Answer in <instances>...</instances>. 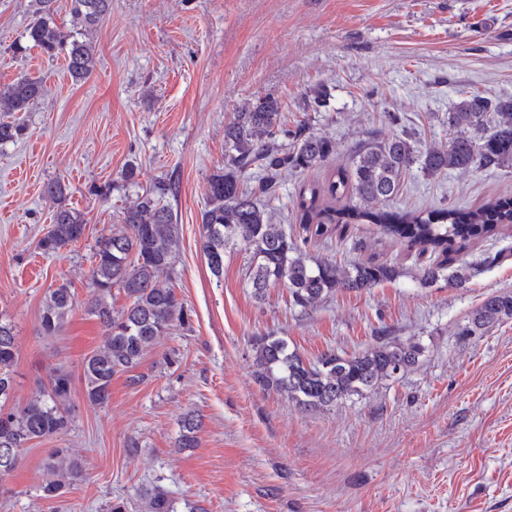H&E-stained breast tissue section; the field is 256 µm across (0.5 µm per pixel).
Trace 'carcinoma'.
I'll return each instance as SVG.
<instances>
[{
	"mask_svg": "<svg viewBox=\"0 0 512 512\" xmlns=\"http://www.w3.org/2000/svg\"><path fill=\"white\" fill-rule=\"evenodd\" d=\"M33 19L27 36L33 46L53 56L65 52L67 70L75 82H85L96 65L94 46L87 39L110 10L111 0H71L79 25L78 39L54 20L56 0H33ZM38 78L23 76L0 90V112H27L44 96ZM328 92L319 86L304 98L299 111L321 107ZM288 106L268 94L238 113L224 130V166L209 176L206 204L200 212L201 249L211 273L221 278L224 252L239 246L249 255L247 281L255 298L262 299L278 285L288 288L291 305L313 308L339 291L373 288L396 278V269L375 259L340 266L329 259H313L298 245L276 213L260 204L261 196L275 195L282 171L304 173L324 166L336 153L328 135L310 131L307 121L288 128ZM448 147L424 151L414 141L392 137L368 141L353 155L352 165L330 170L325 179L307 184L292 201L296 223L305 232L328 237L342 224L367 221L378 224L394 241L407 248L430 250L437 260L418 269L423 288L439 280L463 288L476 269L463 259L474 241L490 237L512 224V198L501 197L475 209L446 208L407 216L379 205L395 197L405 176L419 165L437 178L456 169L512 167V99L465 92L448 112ZM23 126L0 121V143L22 136ZM174 182L160 179L142 189L125 209L122 224L96 242L92 255L91 291L87 311L99 320L103 341L83 358L86 397L97 405L111 398L112 378L136 368L146 353L185 321L184 305L175 287L161 279L170 270L177 246V219L167 203ZM44 193L56 202L52 224L40 248L56 252L85 234L84 215L67 206L66 187L59 180L46 183ZM122 291L129 304L112 306V288ZM67 284L48 290L40 312L41 335H58L75 311ZM512 319V292L488 297L457 327L455 335L472 339L495 324ZM252 351L259 385L288 397L308 410H324L366 390L375 389L418 366L424 345L416 340L383 337L352 354L328 349L313 362L288 350L276 336H256ZM17 347L11 320L0 314V478L18 466L21 451L36 440L63 432L70 422L66 406L72 376L59 369L50 388L21 407L6 408L12 394ZM198 419L185 416L176 440L178 448L197 446ZM50 477L41 485L42 497L64 494L69 480L81 475L80 459L54 448L48 463ZM148 512H177L174 500L162 488L148 493Z\"/></svg>",
	"mask_w": 512,
	"mask_h": 512,
	"instance_id": "carcinoma-1",
	"label": "carcinoma"
}]
</instances>
